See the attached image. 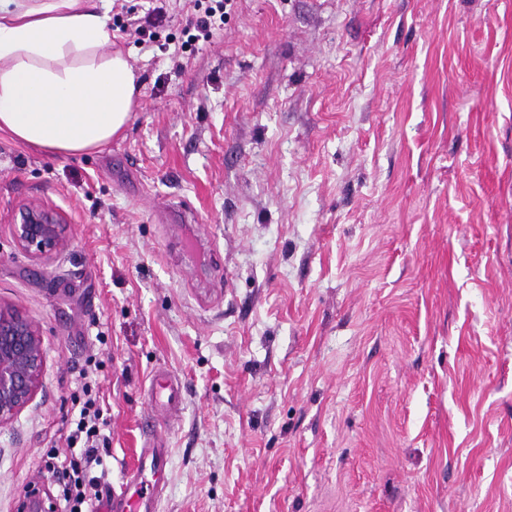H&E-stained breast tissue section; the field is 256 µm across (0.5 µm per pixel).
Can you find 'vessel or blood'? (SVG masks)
Returning <instances> with one entry per match:
<instances>
[{"label":"vessel or blood","instance_id":"1","mask_svg":"<svg viewBox=\"0 0 512 512\" xmlns=\"http://www.w3.org/2000/svg\"><path fill=\"white\" fill-rule=\"evenodd\" d=\"M148 392L149 404L156 417H166L179 411L183 386L173 371H154ZM171 453L163 434L153 427L146 430L135 465L124 473L121 491L103 494L105 512H160L159 502L168 482Z\"/></svg>","mask_w":512,"mask_h":512}]
</instances>
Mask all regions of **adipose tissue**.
Returning <instances> with one entry per match:
<instances>
[{"label":"adipose tissue","instance_id":"ef3b65f1","mask_svg":"<svg viewBox=\"0 0 512 512\" xmlns=\"http://www.w3.org/2000/svg\"><path fill=\"white\" fill-rule=\"evenodd\" d=\"M95 0H0V132L54 155L97 151L136 106L137 75L102 52Z\"/></svg>","mask_w":512,"mask_h":512}]
</instances>
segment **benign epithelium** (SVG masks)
<instances>
[{"label":"benign epithelium","mask_w":512,"mask_h":512,"mask_svg":"<svg viewBox=\"0 0 512 512\" xmlns=\"http://www.w3.org/2000/svg\"><path fill=\"white\" fill-rule=\"evenodd\" d=\"M18 245L36 257L65 246V225L41 208L21 213L13 225ZM44 354L39 327L15 309L0 308V425L11 422L34 398L41 380Z\"/></svg>","instance_id":"benign-epithelium-1"}]
</instances>
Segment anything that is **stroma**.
I'll list each match as a JSON object with an SVG mask.
<instances>
[{"mask_svg":"<svg viewBox=\"0 0 512 512\" xmlns=\"http://www.w3.org/2000/svg\"><path fill=\"white\" fill-rule=\"evenodd\" d=\"M167 9L110 30L140 88L111 144L0 133V306L44 350L0 512H62L43 455L83 382L120 490L162 367L161 512H512V0H233L181 69ZM29 207L63 250L18 247ZM148 392L149 404L157 418L167 417L180 410L183 386L173 371L155 370L150 376Z\"/></svg>","mask_w":512,"mask_h":512,"instance_id":"obj_1","label":"stroma"}]
</instances>
